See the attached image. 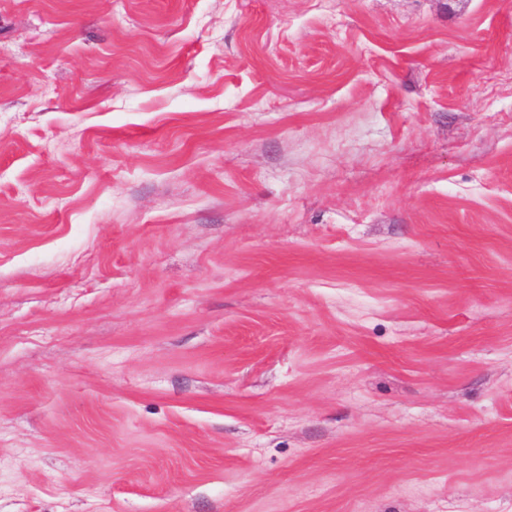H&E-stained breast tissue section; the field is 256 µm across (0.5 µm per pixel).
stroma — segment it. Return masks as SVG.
Wrapping results in <instances>:
<instances>
[{"label": "stroma", "instance_id": "1", "mask_svg": "<svg viewBox=\"0 0 512 512\" xmlns=\"http://www.w3.org/2000/svg\"><path fill=\"white\" fill-rule=\"evenodd\" d=\"M512 0H0V512H512Z\"/></svg>", "mask_w": 512, "mask_h": 512}]
</instances>
